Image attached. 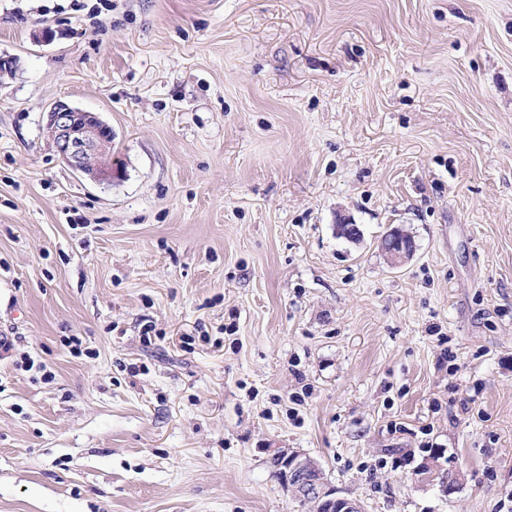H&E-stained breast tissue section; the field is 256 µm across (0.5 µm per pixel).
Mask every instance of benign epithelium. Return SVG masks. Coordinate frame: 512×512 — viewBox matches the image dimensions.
<instances>
[{
  "instance_id": "benign-epithelium-1",
  "label": "benign epithelium",
  "mask_w": 512,
  "mask_h": 512,
  "mask_svg": "<svg viewBox=\"0 0 512 512\" xmlns=\"http://www.w3.org/2000/svg\"><path fill=\"white\" fill-rule=\"evenodd\" d=\"M46 130L62 162L82 177L98 184L122 177V171L106 161L112 150V127L97 114L58 100L47 112ZM336 234L350 242L362 236L359 226L347 217L338 219ZM380 248L390 263L398 266L413 256L416 246L408 232L394 228L381 240ZM270 465L279 480L313 512H363L359 502L339 494L325 478L321 465L306 453L275 448Z\"/></svg>"
}]
</instances>
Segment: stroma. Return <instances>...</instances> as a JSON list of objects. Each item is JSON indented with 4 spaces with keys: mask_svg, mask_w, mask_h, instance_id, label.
<instances>
[{
    "mask_svg": "<svg viewBox=\"0 0 512 512\" xmlns=\"http://www.w3.org/2000/svg\"><path fill=\"white\" fill-rule=\"evenodd\" d=\"M96 5L0 0V512H512V0ZM46 130L59 158L95 183H111L122 171L106 162L112 150V128L100 116L57 100L47 112ZM380 248L390 263L398 266L413 256L416 246L408 232L394 228L381 240ZM270 465L279 480L314 512H363L356 500L339 494L324 476L321 465L294 448H274Z\"/></svg>",
    "mask_w": 512,
    "mask_h": 512,
    "instance_id": "1",
    "label": "stroma"
}]
</instances>
